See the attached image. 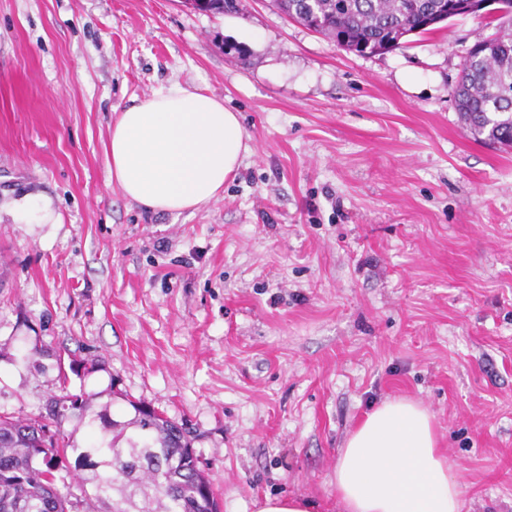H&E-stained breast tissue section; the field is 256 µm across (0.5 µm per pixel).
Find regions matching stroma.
Segmentation results:
<instances>
[{"instance_id":"stroma-1","label":"stroma","mask_w":512,"mask_h":512,"mask_svg":"<svg viewBox=\"0 0 512 512\" xmlns=\"http://www.w3.org/2000/svg\"><path fill=\"white\" fill-rule=\"evenodd\" d=\"M496 30L361 55L273 0H0V414L37 416L65 371L114 420L141 400L186 425L221 512H339V449L409 398L463 512H512V150L452 95ZM174 82L251 148L192 213L143 209L107 165L120 112ZM34 201L51 221L17 222ZM255 505V512H313L316 507L312 501L299 496H266Z\"/></svg>"}]
</instances>
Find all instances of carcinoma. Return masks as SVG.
Instances as JSON below:
<instances>
[{
	"label": "carcinoma",
	"mask_w": 512,
	"mask_h": 512,
	"mask_svg": "<svg viewBox=\"0 0 512 512\" xmlns=\"http://www.w3.org/2000/svg\"><path fill=\"white\" fill-rule=\"evenodd\" d=\"M442 2L274 0L289 19L361 53L400 48ZM453 97L474 140L512 149V17L465 59ZM130 405L128 422L98 412L102 434L83 446L64 424L84 417L89 397L71 392L65 376L38 418L0 414V512H220L187 428L149 404Z\"/></svg>",
	"instance_id": "obj_1"
}]
</instances>
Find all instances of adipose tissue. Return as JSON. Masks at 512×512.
<instances>
[{
    "label": "adipose tissue",
    "instance_id": "obj_1",
    "mask_svg": "<svg viewBox=\"0 0 512 512\" xmlns=\"http://www.w3.org/2000/svg\"><path fill=\"white\" fill-rule=\"evenodd\" d=\"M248 151L222 99L174 83L127 108L112 126L110 177L152 212L196 211L218 199ZM342 512H461L463 484L420 403L377 406L347 438L334 469Z\"/></svg>",
    "mask_w": 512,
    "mask_h": 512
}]
</instances>
